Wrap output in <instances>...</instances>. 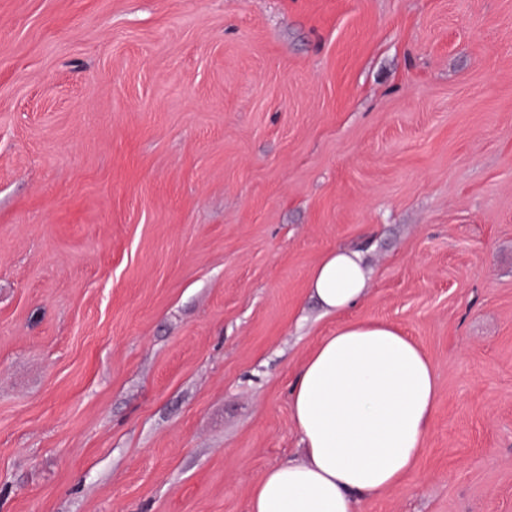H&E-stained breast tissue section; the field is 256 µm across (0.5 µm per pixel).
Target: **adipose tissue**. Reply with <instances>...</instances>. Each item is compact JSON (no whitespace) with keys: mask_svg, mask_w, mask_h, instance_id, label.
<instances>
[{"mask_svg":"<svg viewBox=\"0 0 512 512\" xmlns=\"http://www.w3.org/2000/svg\"><path fill=\"white\" fill-rule=\"evenodd\" d=\"M359 253L336 249L310 282L328 312L343 314L364 295ZM437 373L397 327L349 320L302 364L290 409L303 455L269 469L250 512H356V498L396 486L430 433Z\"/></svg>","mask_w":512,"mask_h":512,"instance_id":"ef3b65f1","label":"adipose tissue"}]
</instances>
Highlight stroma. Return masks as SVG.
<instances>
[{
    "label": "stroma",
    "instance_id": "35a3bbf8",
    "mask_svg": "<svg viewBox=\"0 0 512 512\" xmlns=\"http://www.w3.org/2000/svg\"><path fill=\"white\" fill-rule=\"evenodd\" d=\"M346 319L438 376L358 512H512V0H0V512H250ZM367 287L363 257L356 252L336 249L328 252L316 267L310 282L314 296L334 314L341 315L355 306Z\"/></svg>",
    "mask_w": 512,
    "mask_h": 512
}]
</instances>
